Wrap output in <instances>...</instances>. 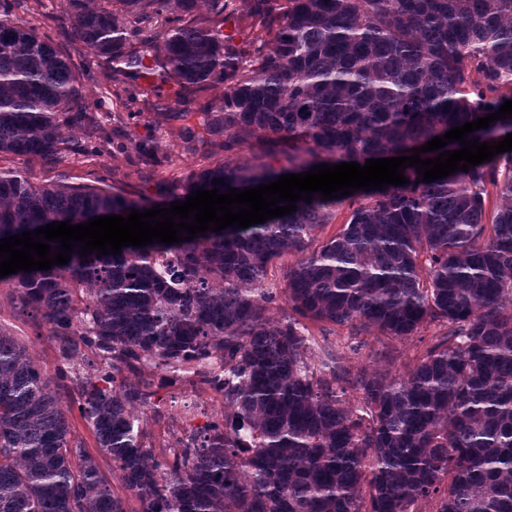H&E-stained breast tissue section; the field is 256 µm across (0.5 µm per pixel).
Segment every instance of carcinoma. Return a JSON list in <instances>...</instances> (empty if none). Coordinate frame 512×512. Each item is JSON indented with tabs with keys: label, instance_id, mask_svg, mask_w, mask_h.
<instances>
[{
	"label": "carcinoma",
	"instance_id": "cac0c4a2",
	"mask_svg": "<svg viewBox=\"0 0 512 512\" xmlns=\"http://www.w3.org/2000/svg\"><path fill=\"white\" fill-rule=\"evenodd\" d=\"M0 0V154L54 167L86 96L53 42ZM228 0H67L75 37L125 83L172 82L198 113L158 101L207 165L182 192L254 188L319 164L412 155L512 100V0H249L253 32L224 34ZM512 118L467 140L499 141ZM253 160L235 163L243 148ZM359 190L246 229L19 271L0 282L56 342L54 374L0 328V512H126L68 413L78 407L139 512H512V151L433 182ZM494 188L501 204L485 222ZM352 211L310 250L313 231ZM92 184L36 185L0 170V239L52 222L151 209ZM286 285L266 282L286 253ZM425 259H420V256ZM426 266H421V263ZM288 310L274 320L280 299ZM406 339L445 331L403 376L314 348L305 321ZM150 365L220 393L224 413L168 452L144 446ZM360 406H344L347 391ZM223 91L224 86H217L199 94V96L189 98L186 102L179 105L175 104V88L164 86L158 93L161 94L163 98L168 99L171 106L176 107L180 112H199L200 106L212 99L220 97L223 94Z\"/></svg>",
	"mask_w": 512,
	"mask_h": 512
}]
</instances>
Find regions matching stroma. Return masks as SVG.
<instances>
[{
  "instance_id": "stroma-1",
  "label": "stroma",
  "mask_w": 512,
  "mask_h": 512,
  "mask_svg": "<svg viewBox=\"0 0 512 512\" xmlns=\"http://www.w3.org/2000/svg\"><path fill=\"white\" fill-rule=\"evenodd\" d=\"M25 22L50 37L59 51L69 58L74 72L82 76L90 114L99 125L111 127L115 104L112 73L102 67L85 70L88 50L74 38L62 0H39L26 15ZM135 87L138 95L129 106L134 117L119 130L113 147L101 153L91 151L67 156L52 170L36 158L0 154V169L20 172L39 184L61 178L70 183H96L116 191L143 193L157 202L167 200L171 194L180 192L183 174L204 166L205 160L185 151L178 137V122L164 121L156 114L157 98L177 102L174 88L166 86L156 92L144 78L137 80ZM143 143L158 144L156 158L148 160L139 154L138 147ZM0 328L22 342L34 360L46 369H54L57 365L54 341L39 321L19 310L12 288L5 283H0ZM438 333V326L430 325L422 327L415 336L399 340L374 330L365 334L366 345L360 352L349 351L345 357L350 364L366 367L372 372L402 375ZM162 377V372L153 367L144 368L141 374L127 376L133 383L144 379L159 386L154 405L144 410L146 444L158 456L174 446L189 427L203 426L212 417L221 415L224 409L221 395L209 386L189 382L166 384ZM69 420L74 433L83 439L87 452L94 456L109 478L115 493L123 498L126 512H138V500L126 493L111 459L96 447L93 434L79 411H72Z\"/></svg>"
}]
</instances>
